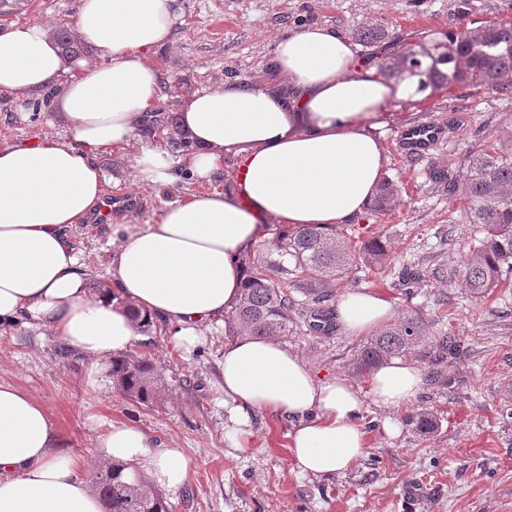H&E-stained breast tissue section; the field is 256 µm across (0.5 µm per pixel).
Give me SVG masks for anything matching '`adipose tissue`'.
<instances>
[{
  "instance_id": "1",
  "label": "adipose tissue",
  "mask_w": 512,
  "mask_h": 512,
  "mask_svg": "<svg viewBox=\"0 0 512 512\" xmlns=\"http://www.w3.org/2000/svg\"><path fill=\"white\" fill-rule=\"evenodd\" d=\"M180 18L181 0H79L71 32L92 52L73 59L63 56L56 25L0 26V95L21 104L52 94L63 128L0 143V328L22 321L58 336L95 373L140 339L132 307L173 325L177 348L197 347L238 297L239 259L261 225H336L362 215L387 162L375 120L416 90L356 66L345 38L313 25L279 38L282 87L228 82L185 96L178 126L192 144L186 165L207 179L235 158V187L170 204L156 223L123 227L110 261L114 292L94 295L68 232L109 183L99 151H128L141 183L168 180V147L138 144L136 134L160 95L147 56L171 42ZM337 310L355 336L393 317L368 291L345 294ZM221 367L232 431L242 432L252 411L294 419L293 468L314 477L343 474L363 457L357 419L365 399L391 409L423 383L412 363L395 360L371 373L364 393L343 378L317 380L283 341L246 336L225 344ZM95 446L97 462L125 464V479L173 493L188 480L179 449L136 426L109 425ZM89 471L64 448L46 406L0 379V512H104Z\"/></svg>"
}]
</instances>
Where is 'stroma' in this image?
I'll return each instance as SVG.
<instances>
[{
    "instance_id": "stroma-1",
    "label": "stroma",
    "mask_w": 512,
    "mask_h": 512,
    "mask_svg": "<svg viewBox=\"0 0 512 512\" xmlns=\"http://www.w3.org/2000/svg\"><path fill=\"white\" fill-rule=\"evenodd\" d=\"M78 0H0V24L45 21L69 25ZM183 23L173 41L150 61L160 73L158 109L177 112L184 94L227 81L271 79L279 36L319 24L343 36L368 25H385L401 45L416 44L429 32L465 27L489 18L512 20V0H181ZM512 117V96L491 97L477 88L388 105L375 133L387 156V175L402 189V201L375 221L398 262L422 268L426 276L404 302L389 269H358L336 283L337 296L368 290L394 315L408 307L433 320V332L461 341L460 358L444 368L445 383L428 381V361H410L426 379L407 404L383 410L367 404L358 424L366 452L350 471L330 478L302 477L291 468L288 418L254 413L246 434L228 429L220 362L224 331L216 329L191 352L176 349L169 333L153 336L150 355L167 391L160 403L138 408L111 380L91 383L89 364L61 359L60 342L24 323L0 330V379L40 400L56 421L67 449L85 462L96 457L98 432L111 423H132L151 438L182 450L190 474L169 501L173 512H512V287L475 300L455 273L472 240L474 225L459 220L460 201L449 200L409 164L398 148L405 127L434 120L446 123L448 141L435 162L458 171L464 154L492 140L504 117ZM51 112L18 111L0 102V142L30 140L50 132ZM111 182L109 193L130 195L133 207L114 223L80 222L70 241L89 273L90 286L109 282L116 246L115 224H151L169 204L197 192L227 191L238 172L228 157L212 180L170 177L148 187L130 175L126 152L96 155ZM364 339L343 330L287 337L320 380L344 378L367 390L368 374L354 368ZM434 415L432 433L420 434L413 419ZM398 424L388 431L387 421Z\"/></svg>"
}]
</instances>
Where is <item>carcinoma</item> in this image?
Here are the masks:
<instances>
[{
  "label": "carcinoma",
  "instance_id": "1",
  "mask_svg": "<svg viewBox=\"0 0 512 512\" xmlns=\"http://www.w3.org/2000/svg\"><path fill=\"white\" fill-rule=\"evenodd\" d=\"M56 37L69 59L88 51L65 26L57 29ZM352 38L362 46H384L392 34L380 25L356 30ZM377 67L395 82L418 78L417 92L430 97L443 86H472L492 95H512V22L490 20L472 28L454 27L441 39L429 33L417 47L382 53ZM160 126L167 129L172 150H191L190 141L170 115L158 113L145 131L151 133ZM439 180L447 184L448 195L463 193L467 200L463 219L479 228L480 237L464 256L461 277L472 297L482 299L512 283V119L505 120L493 144L465 154L458 178L441 175ZM401 193L397 181L383 177L367 208L368 216L377 218L392 211L401 202ZM394 260L389 242L375 232L366 233L360 245L352 246L335 225L292 228L279 224L270 239L241 257L243 284L224 313V335L276 339L302 328L326 334L335 319L331 306L335 281L358 267L382 268ZM294 288L305 295V302L292 297ZM429 326L423 315L408 312L381 327L358 349V368L373 369L411 353L438 364L448 361L456 354V342L445 334H430ZM111 372L117 390L135 406H153L166 392L160 373L145 356L114 358ZM123 470L124 465L112 463L94 472L92 486L108 512H171L162 491L141 479L125 481Z\"/></svg>",
  "mask_w": 512,
  "mask_h": 512
}]
</instances>
